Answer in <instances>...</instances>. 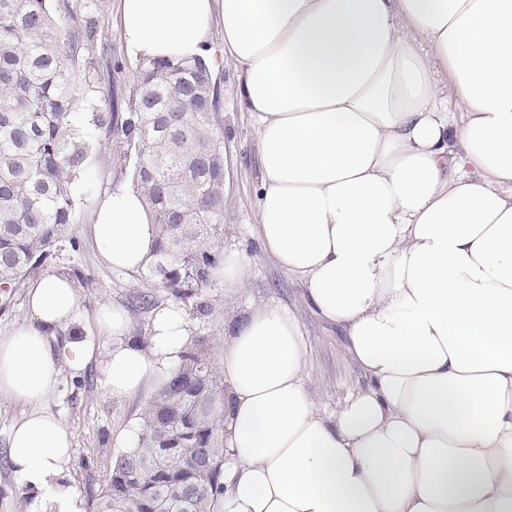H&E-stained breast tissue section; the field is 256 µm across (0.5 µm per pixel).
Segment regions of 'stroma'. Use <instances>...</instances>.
I'll return each mask as SVG.
<instances>
[{"label":"stroma","mask_w":512,"mask_h":512,"mask_svg":"<svg viewBox=\"0 0 512 512\" xmlns=\"http://www.w3.org/2000/svg\"><path fill=\"white\" fill-rule=\"evenodd\" d=\"M77 18H93L99 34L111 47L112 62L104 64L99 51L90 52L77 79L94 82L96 90L113 92L119 107L132 98L135 71L139 65L122 37L119 0H69ZM222 95L224 126V238L222 248L238 251L246 258L248 273L241 287L223 284L207 289L204 299L210 306L206 316L189 314L190 333L209 339L214 360L224 352V330L243 319L252 305L265 302L285 306L296 317L306 345L304 373L311 391L328 403H335L364 379L346 354V338L334 325L321 320L310 308L302 280L282 272L264 252L256 234V201L261 180L256 130L249 112L238 97V74L232 61L216 69ZM130 175L117 174L112 156L104 147L92 151L87 170L78 184L77 222L72 231L81 242L79 253H64L43 266V274L69 278L78 293L81 311L94 318L102 305L127 309L137 275L112 270L101 259L88 234V226L99 197L109 189L127 186ZM146 389L133 396L111 398L99 375L97 364L73 373L62 367L57 388L41 401L42 410L59 416L74 435L75 458L71 483L85 512L92 508V496L105 477L106 459L100 449L123 451L121 437L140 428L139 416L153 396Z\"/></svg>","instance_id":"35a3bbf8"}]
</instances>
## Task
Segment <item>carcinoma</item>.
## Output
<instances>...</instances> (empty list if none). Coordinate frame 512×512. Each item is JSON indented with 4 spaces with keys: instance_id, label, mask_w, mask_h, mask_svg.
<instances>
[{
    "instance_id": "obj_1",
    "label": "carcinoma",
    "mask_w": 512,
    "mask_h": 512,
    "mask_svg": "<svg viewBox=\"0 0 512 512\" xmlns=\"http://www.w3.org/2000/svg\"><path fill=\"white\" fill-rule=\"evenodd\" d=\"M95 27L48 0H0V307L60 251L77 253L78 180L93 146L132 168L155 226L133 294L176 303L212 286L223 253L224 137L214 70L202 60L142 62L127 111L92 99L76 72ZM85 112L76 115V108ZM224 380L196 336L140 414L137 447L112 455L95 512H220L224 492ZM149 467L152 474L141 470Z\"/></svg>"
}]
</instances>
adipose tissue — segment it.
<instances>
[{
	"mask_svg": "<svg viewBox=\"0 0 512 512\" xmlns=\"http://www.w3.org/2000/svg\"><path fill=\"white\" fill-rule=\"evenodd\" d=\"M145 59L229 56L257 131V236L340 326L366 384L308 388L293 316L261 303L224 336L221 512H512V0H121ZM223 30V53L209 46ZM91 233L113 269L154 238L132 188ZM73 328L64 345L56 333ZM179 305L151 351L121 308L86 326L70 281L30 288L0 336V398L29 405L8 461L33 512H83L73 435L41 400L98 362L115 398L185 349Z\"/></svg>",
	"mask_w": 512,
	"mask_h": 512,
	"instance_id": "1",
	"label": "adipose tissue"
}]
</instances>
